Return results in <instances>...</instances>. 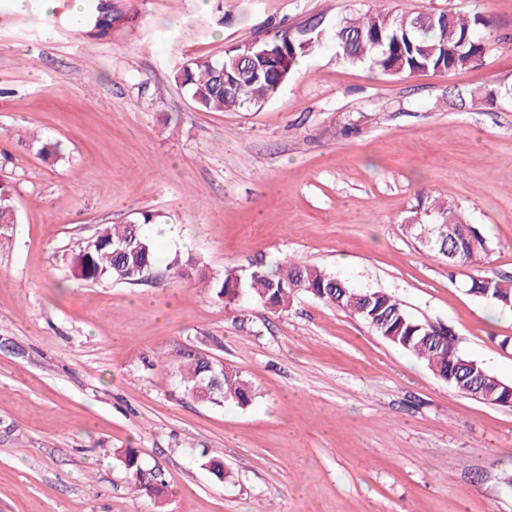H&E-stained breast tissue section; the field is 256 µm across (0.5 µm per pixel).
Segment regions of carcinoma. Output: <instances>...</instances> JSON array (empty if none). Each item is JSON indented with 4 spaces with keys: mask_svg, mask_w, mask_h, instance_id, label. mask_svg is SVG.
I'll return each instance as SVG.
<instances>
[{
    "mask_svg": "<svg viewBox=\"0 0 512 512\" xmlns=\"http://www.w3.org/2000/svg\"><path fill=\"white\" fill-rule=\"evenodd\" d=\"M86 15L88 23L101 33L111 31L117 20L112 0H86ZM479 26L486 28L489 21L460 12L368 11L358 17H341L325 26L319 21L308 29L276 34L261 45L276 51L271 59L257 57L238 66L236 58L248 47L246 43L238 44L220 56L187 61L177 77L189 88L201 111L247 109L278 93L283 79L296 68L311 42L322 39L335 44L338 58L351 64H367L384 74L409 77L423 70L449 72L481 65L486 43L477 35ZM428 208L438 222L413 227L417 234L424 235L422 242L450 268L480 261L488 251L487 241L461 212L437 200L429 202ZM18 221L11 189L1 183L0 245L11 240ZM152 222L153 214L143 211L127 224L102 227L72 257V274L87 282L136 283L141 267L153 268L157 263L155 242L143 231V225ZM199 281L226 306L250 299L274 312L288 310L294 293H308L353 314L383 339L425 360L435 376L459 392H470L476 382L484 401L498 405L506 397L496 376L461 352L451 329L413 318L387 292L353 290L325 271L290 257L274 267L255 265L217 274L204 272ZM468 291L512 309V283L505 286L499 280L473 278ZM460 360L473 362L475 367L459 366ZM212 368L222 380V390L214 394L212 403L240 408L252 404L255 393L248 380L237 370L219 366L208 356L196 353L185 354L177 367L185 391L191 393L208 384ZM112 455L132 476L131 489L155 498L162 495L165 480L161 469L146 468L133 448H115Z\"/></svg>",
    "mask_w": 512,
    "mask_h": 512,
    "instance_id": "obj_1",
    "label": "carcinoma"
}]
</instances>
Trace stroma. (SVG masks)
<instances>
[{
  "instance_id": "1",
  "label": "stroma",
  "mask_w": 512,
  "mask_h": 512,
  "mask_svg": "<svg viewBox=\"0 0 512 512\" xmlns=\"http://www.w3.org/2000/svg\"><path fill=\"white\" fill-rule=\"evenodd\" d=\"M114 3L122 18L100 35L74 27V0H0V181L19 216L0 250V512H512V408L307 293L279 313L227 306L169 266L299 258L452 328L512 383V309L465 292L512 279V99H485L512 86V0ZM383 8L484 16L482 65L398 77L321 43L275 99L224 112L176 78L188 59ZM433 199L487 238L481 262L449 270L412 234ZM142 211L157 217L153 278L71 277L82 242ZM185 352L238 370L252 405L185 392ZM130 447L162 470V505L131 494L111 454Z\"/></svg>"
}]
</instances>
